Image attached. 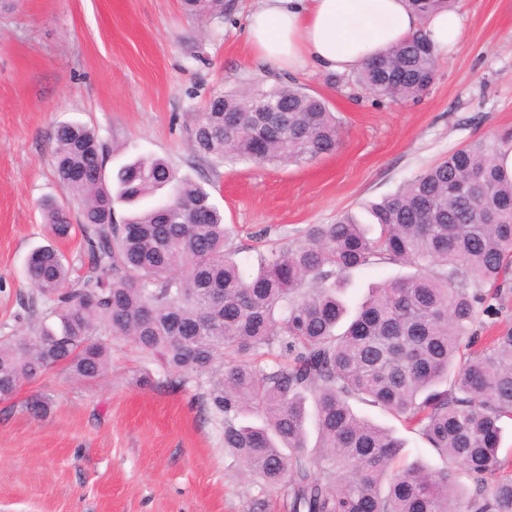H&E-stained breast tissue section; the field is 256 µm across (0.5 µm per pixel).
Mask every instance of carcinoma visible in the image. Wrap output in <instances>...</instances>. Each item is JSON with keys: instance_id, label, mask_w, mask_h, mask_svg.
<instances>
[{"instance_id": "1", "label": "carcinoma", "mask_w": 512, "mask_h": 512, "mask_svg": "<svg viewBox=\"0 0 512 512\" xmlns=\"http://www.w3.org/2000/svg\"><path fill=\"white\" fill-rule=\"evenodd\" d=\"M408 2L428 14L451 0ZM182 6L210 18L227 9L224 0ZM434 79V48L421 33L353 75L394 103L421 99ZM268 103L286 111L264 123L258 108ZM208 108L191 130L201 157L303 162L340 143L327 101L300 86L222 91ZM106 160L92 128L58 124L54 173L81 203V221L55 201L43 205L48 243L28 255L32 293L22 302L43 321L33 336L0 340V399L56 367L75 381L103 379L111 347L101 336L119 337L163 369L165 382H200L224 448L259 483L249 512H268L274 494L287 512H512V462L499 455L501 422L512 419V328L489 331L512 288V177L497 146L457 149L369 203L378 238L342 213L262 256L252 275L231 258L224 216L204 188L159 158L124 165L111 183ZM450 185L463 191L450 195ZM165 187L163 202L134 208ZM118 203L132 210L116 223ZM77 229L75 277L54 242ZM375 261L415 272L371 289L353 310L343 275ZM355 402L394 416L443 466L405 462L404 443L358 415ZM248 414L261 424L240 423Z\"/></svg>"}]
</instances>
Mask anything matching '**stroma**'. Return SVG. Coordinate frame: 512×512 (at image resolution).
<instances>
[{"label":"stroma","instance_id":"obj_1","mask_svg":"<svg viewBox=\"0 0 512 512\" xmlns=\"http://www.w3.org/2000/svg\"><path fill=\"white\" fill-rule=\"evenodd\" d=\"M223 20L186 15L180 0H19L0 11V336L34 332L20 314L31 286L28 253L46 241L41 203L65 198L52 162L57 123L79 121L109 150L106 170L163 158L203 186L234 231L235 260L256 271L260 251L300 240L310 224L349 211L380 234L366 201L394 193L448 153L512 136V0H454L461 42L439 55L429 93L380 101L347 76L313 68L289 79L325 97L341 119L335 154L309 163H222L199 157L191 128L217 91L282 79L250 61L246 17L254 0H232ZM377 263L345 275L357 306L369 289L409 275ZM143 361L113 339L100 383L52 369L0 400V512H247L258 495L225 450L222 426L200 408L195 382L145 386ZM49 398L44 417L24 407ZM356 412L433 468L440 457L378 408Z\"/></svg>","mask_w":512,"mask_h":512}]
</instances>
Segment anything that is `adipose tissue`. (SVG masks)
Returning a JSON list of instances; mask_svg holds the SVG:
<instances>
[{"label": "adipose tissue", "instance_id": "ef3b65f1", "mask_svg": "<svg viewBox=\"0 0 512 512\" xmlns=\"http://www.w3.org/2000/svg\"><path fill=\"white\" fill-rule=\"evenodd\" d=\"M419 32L441 54L460 42L461 18L448 9L421 15L407 0H258L246 26L257 67L342 74Z\"/></svg>", "mask_w": 512, "mask_h": 512}]
</instances>
